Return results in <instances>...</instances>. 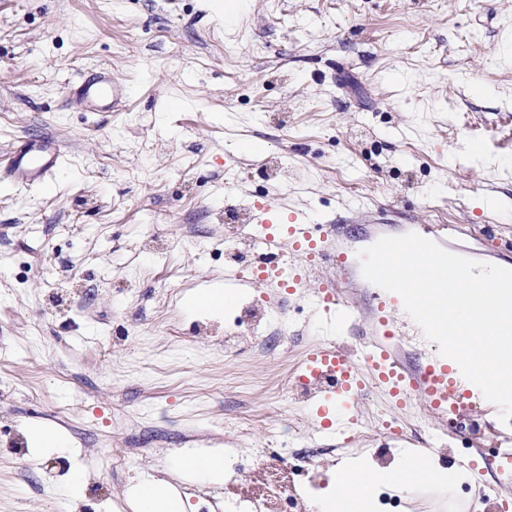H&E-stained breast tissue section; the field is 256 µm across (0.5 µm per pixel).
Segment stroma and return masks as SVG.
Segmentation results:
<instances>
[{"label":"stroma","instance_id":"obj_1","mask_svg":"<svg viewBox=\"0 0 512 512\" xmlns=\"http://www.w3.org/2000/svg\"><path fill=\"white\" fill-rule=\"evenodd\" d=\"M99 68L127 86L116 111L69 96ZM43 136L65 154L50 191L0 177V512H126L146 477L208 512L224 486L182 478L179 449L276 454L272 428L318 419L308 355L362 362L357 331L324 332L308 299L332 263L288 254L310 275L270 292L260 256L224 249L236 212L335 225L353 258L370 224L460 225L467 246L489 224L512 262V0H0V155ZM273 155L288 163L269 178ZM227 276L254 284L191 306ZM246 306L269 311L260 333L225 324ZM34 422L67 450L32 448ZM344 437L322 433L314 466L289 457L293 480L318 476L323 499L338 465L420 454L374 427L356 439L375 459L345 458ZM428 456L448 481L398 489L404 512H479L475 479L512 500L497 448Z\"/></svg>","mask_w":512,"mask_h":512}]
</instances>
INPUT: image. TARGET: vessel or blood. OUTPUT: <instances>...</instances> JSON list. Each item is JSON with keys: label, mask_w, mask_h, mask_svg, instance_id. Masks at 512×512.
Returning <instances> with one entry per match:
<instances>
[{"label": "vessel or blood", "mask_w": 512, "mask_h": 512, "mask_svg": "<svg viewBox=\"0 0 512 512\" xmlns=\"http://www.w3.org/2000/svg\"><path fill=\"white\" fill-rule=\"evenodd\" d=\"M73 93L89 112H111L126 95L124 84L116 81L110 70L102 69L74 83ZM64 152L51 137L27 140L0 159V176L21 186L50 188L51 178L63 162ZM259 234L277 248L305 251L336 264V286L319 289L313 299L316 313L325 317L333 331L360 329L364 338L362 367H355L345 350L330 346L309 358L302 379L308 384H324L327 393L336 395L338 403L333 413L322 415V428L333 427L347 416L345 396L357 395L365 382L391 397L394 404L411 395H427L440 420L449 415L464 416L471 407L492 414L497 410L487 401L480 388L467 380L457 363L447 357H426L417 372L403 369L396 359L395 343L412 318L405 311L400 295L377 290L368 320H361V310L353 306L341 283L352 276L351 263L340 239L334 238L322 225L303 218L291 224H274L268 209H258L252 215ZM305 269L276 264L264 268L261 277L269 288H292L305 279Z\"/></svg>", "instance_id": "1"}]
</instances>
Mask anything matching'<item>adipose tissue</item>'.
I'll return each instance as SVG.
<instances>
[{
    "instance_id": "adipose-tissue-1",
    "label": "adipose tissue",
    "mask_w": 512,
    "mask_h": 512,
    "mask_svg": "<svg viewBox=\"0 0 512 512\" xmlns=\"http://www.w3.org/2000/svg\"><path fill=\"white\" fill-rule=\"evenodd\" d=\"M181 465L193 476L209 482L223 481L229 474L228 461L220 451H195L180 454ZM423 471L404 467L393 471L370 473L337 471L336 491L327 499L322 512H365L375 487L391 483L410 490L419 485ZM135 512H184V504L168 484L161 480H144L131 489Z\"/></svg>"
}]
</instances>
